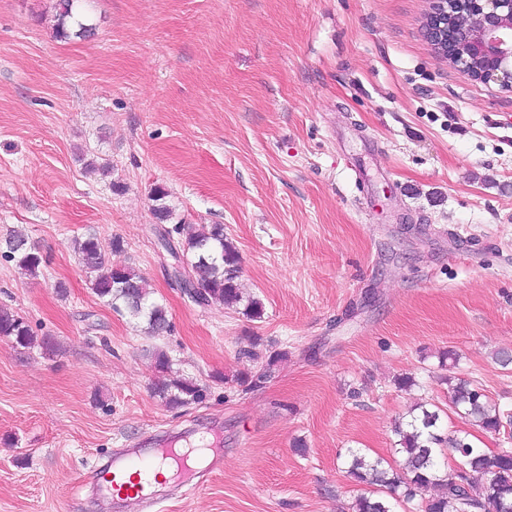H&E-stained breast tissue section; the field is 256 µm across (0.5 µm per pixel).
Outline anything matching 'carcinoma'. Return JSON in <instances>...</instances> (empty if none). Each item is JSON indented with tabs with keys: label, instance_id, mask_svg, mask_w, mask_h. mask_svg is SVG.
I'll use <instances>...</instances> for the list:
<instances>
[{
	"label": "carcinoma",
	"instance_id": "carcinoma-1",
	"mask_svg": "<svg viewBox=\"0 0 512 512\" xmlns=\"http://www.w3.org/2000/svg\"><path fill=\"white\" fill-rule=\"evenodd\" d=\"M79 0H56V33L69 39L86 38L95 27L78 19ZM169 196L163 187L153 191L154 215L159 222L172 219V209L166 203ZM182 237L184 262L191 271L185 283L195 289L196 303L208 306L214 301L237 305L243 299L238 283L239 253L224 236V225L209 224L200 228L194 224H175L165 230ZM4 257L16 262L22 273L36 275L44 263L40 248L28 243L22 234L4 239ZM73 250L87 274L91 288L114 310H125L130 316L146 320L152 333L169 330L165 309L148 303V283L132 267L107 268L98 237L88 234L73 240ZM0 339L15 348L30 349L36 337L28 324L6 307H0ZM283 358L278 352L269 357L265 366L246 377L245 382L258 388L271 376L275 364ZM155 363L163 376L153 384V392L171 407L196 403L202 389L189 379L168 378L166 353H155ZM448 397L452 408L464 414L490 435H498L512 425V413L503 412L490 404L482 388L468 379L448 377ZM446 411L431 402L415 404L404 421L394 422L395 451L404 455L399 470L386 467L381 457L370 458L359 450L350 451V478L363 487L351 504V512H395L392 501L405 504L422 498L424 512H512V448L496 452L482 448L466 431H448L442 418ZM456 458L458 474L441 468L446 456Z\"/></svg>",
	"mask_w": 512,
	"mask_h": 512
}]
</instances>
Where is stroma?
Instances as JSON below:
<instances>
[{
  "instance_id": "stroma-1",
  "label": "stroma",
  "mask_w": 512,
  "mask_h": 512,
  "mask_svg": "<svg viewBox=\"0 0 512 512\" xmlns=\"http://www.w3.org/2000/svg\"><path fill=\"white\" fill-rule=\"evenodd\" d=\"M54 5L0 0V238L46 257L33 278L0 256V306L37 339L0 341V512H348L349 450L399 465L393 422L447 406L444 375L512 410L494 358L512 353V91L433 52L430 0H82L84 40L56 37ZM158 186L175 220L223 225L262 318L177 288ZM89 232L168 333L94 293L72 248ZM158 351L200 402L153 393ZM214 427L223 467L162 508L104 511L76 482L148 434Z\"/></svg>"
}]
</instances>
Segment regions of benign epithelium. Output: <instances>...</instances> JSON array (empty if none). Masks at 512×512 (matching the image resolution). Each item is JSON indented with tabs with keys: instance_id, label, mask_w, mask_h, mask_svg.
Here are the masks:
<instances>
[{
	"instance_id": "benign-epithelium-1",
	"label": "benign epithelium",
	"mask_w": 512,
	"mask_h": 512,
	"mask_svg": "<svg viewBox=\"0 0 512 512\" xmlns=\"http://www.w3.org/2000/svg\"><path fill=\"white\" fill-rule=\"evenodd\" d=\"M423 27L449 65L512 90V0H431Z\"/></svg>"
}]
</instances>
